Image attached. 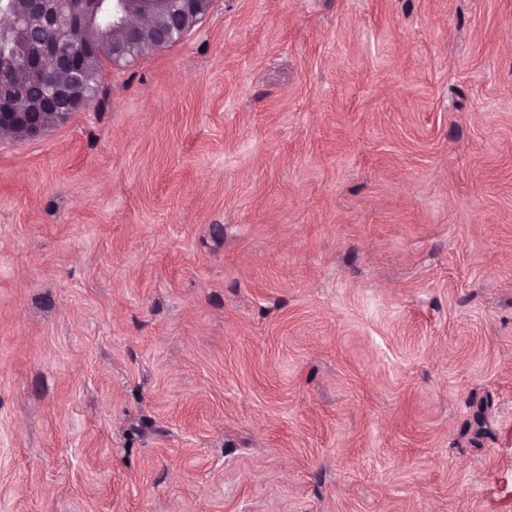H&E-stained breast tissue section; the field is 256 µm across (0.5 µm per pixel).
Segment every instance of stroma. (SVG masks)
<instances>
[{
    "label": "stroma",
    "mask_w": 512,
    "mask_h": 512,
    "mask_svg": "<svg viewBox=\"0 0 512 512\" xmlns=\"http://www.w3.org/2000/svg\"><path fill=\"white\" fill-rule=\"evenodd\" d=\"M0 512H512V0H213L0 135Z\"/></svg>",
    "instance_id": "obj_1"
}]
</instances>
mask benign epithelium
<instances>
[{"mask_svg":"<svg viewBox=\"0 0 512 512\" xmlns=\"http://www.w3.org/2000/svg\"><path fill=\"white\" fill-rule=\"evenodd\" d=\"M14 2L0 0V72L21 70L28 83L43 89L29 100L25 85L0 79V135L19 140L44 135L91 103L81 84H65L58 73L79 76L103 48L91 41L69 43L68 33L92 28L110 12L112 27L125 33L112 44V59L126 60L136 57L146 37L160 48L184 39L211 5V0H54L52 10L49 0H26L25 12L18 13Z\"/></svg>","mask_w":512,"mask_h":512,"instance_id":"7a95c632","label":"benign epithelium"}]
</instances>
